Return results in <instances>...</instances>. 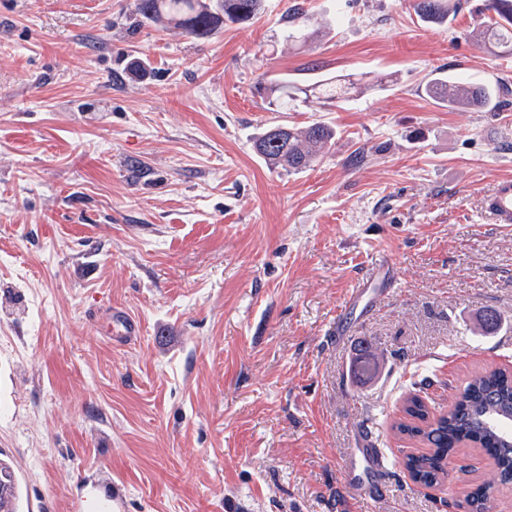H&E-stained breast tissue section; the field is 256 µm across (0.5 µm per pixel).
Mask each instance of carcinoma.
<instances>
[{
  "mask_svg": "<svg viewBox=\"0 0 512 512\" xmlns=\"http://www.w3.org/2000/svg\"><path fill=\"white\" fill-rule=\"evenodd\" d=\"M456 7L454 0H416L417 15L424 21L443 18ZM263 0H135V11L152 23L164 19L177 24L198 38L208 36L222 23L245 24L262 10ZM483 39L512 55V0H487ZM298 25L285 30L284 38L303 44L310 37L308 28L314 19L300 12L293 13ZM428 96L450 108L483 107L496 111L489 88L459 74L437 73L425 84ZM272 105L278 112L288 111L293 96L288 81L270 87ZM335 131L317 121L303 130L273 125L256 138L254 147L271 165L298 171L309 167L316 157L332 143ZM404 420L394 425L401 434L422 442L428 451L409 454L403 466L409 477L427 488L439 486L448 477L447 461L458 449L474 444L491 460L497 480L512 483V372L497 369L474 374L458 393L447 414L430 415L427 404L416 394L404 400ZM21 488L13 466L0 458V512H19ZM468 512H492L488 489L478 487L466 498Z\"/></svg>",
  "mask_w": 512,
  "mask_h": 512,
  "instance_id": "cac0c4a2",
  "label": "carcinoma"
}]
</instances>
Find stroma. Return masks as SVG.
<instances>
[{
	"mask_svg": "<svg viewBox=\"0 0 512 512\" xmlns=\"http://www.w3.org/2000/svg\"><path fill=\"white\" fill-rule=\"evenodd\" d=\"M481 4L425 22L413 0H264L201 39L133 0H0V454L21 512H466L493 480L480 449L422 488L401 461L424 446L392 425L409 392L437 413L512 367V225L480 208L512 177V57L472 39ZM295 5L313 43L283 38ZM438 72L504 88L500 110L435 103ZM281 76L297 99L273 112L258 86ZM315 121L336 138L307 169L254 150ZM115 310L134 343L111 341Z\"/></svg>",
	"mask_w": 512,
	"mask_h": 512,
	"instance_id": "1",
	"label": "stroma"
}]
</instances>
